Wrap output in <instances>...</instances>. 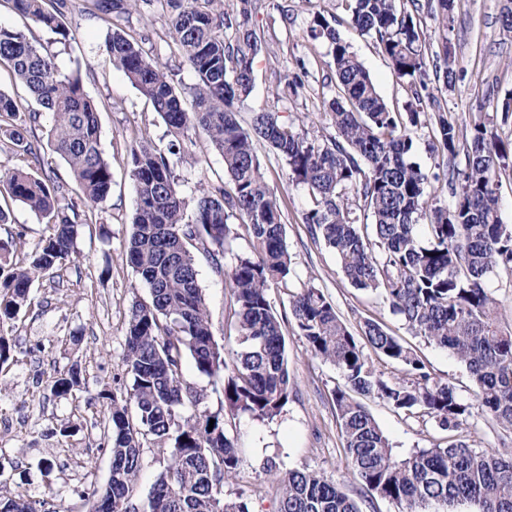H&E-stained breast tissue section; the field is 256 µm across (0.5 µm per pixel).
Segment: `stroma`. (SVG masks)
<instances>
[{"label":"stroma","mask_w":512,"mask_h":512,"mask_svg":"<svg viewBox=\"0 0 512 512\" xmlns=\"http://www.w3.org/2000/svg\"><path fill=\"white\" fill-rule=\"evenodd\" d=\"M95 0H63L60 36L24 17L0 0V26L31 31L55 58L62 72L80 69L85 92L99 105L101 144L112 163V190L100 203L93 220L82 222L72 257L55 277L36 281L31 304L13 319L0 322V336L12 345L10 358L0 363V493L22 494L32 503L53 505L55 512H89L84 494L105 487L111 458L105 449L108 428L107 403L99 399L106 390L126 396L131 380L122 363L125 333L134 301L149 300L150 291L131 266L126 239L135 210V188L126 158L135 142L146 139L157 147L169 141L167 128L151 102L115 69L105 52L107 25ZM505 0H455L450 29L438 28L428 0H397L399 9L418 7L425 56L447 49L458 73L453 86L440 87L434 66L424 76L448 118L459 125L484 123L489 137L512 139V114H505L503 94L512 89V31L504 30L500 13ZM252 28L268 44V54L254 66V88L240 104L239 118L249 123L260 109L279 113L284 120L302 119L312 135H332L324 103L335 94L326 48L312 42L308 26L315 14L338 18V30L368 70L391 111L402 112L411 97L406 81L396 78L388 58L375 40L345 23L340 0H252ZM170 13L164 0L142 5L123 23L124 30L145 50L166 65L174 85L189 90L196 76L176 46L167 38ZM305 60L303 86L291 92L288 75L298 72L297 60ZM0 89L16 99L19 120L28 124L29 140L41 141L40 174L64 185L69 197H77L66 162L46 147L49 114L37 124L27 121L36 103L16 81L7 66H0ZM264 177L281 205L282 221L292 254L288 288H271V304L281 322L286 341L293 394L283 415L260 422L246 417L226 419L225 428L235 435L240 466L234 480L225 483V497L250 496L255 512H274L275 477L266 470L273 459L279 471L314 469L341 479L345 471L343 439L332 392L342 386L340 372L332 364L313 358L295 327L289 305L291 289L305 285L320 288L353 334H360L365 319L382 320L391 332L425 361L428 370L450 381L462 399L471 396L472 380L461 363L446 350L412 336L391 314L381 296L354 288L341 272L334 252L322 240L312 238L303 217L311 207L306 187L292 184L288 171L265 142H257ZM195 166L177 165L179 189L192 197L202 183L224 180L221 157L197 142ZM10 223L0 224V239L11 241L10 264L26 263L32 249L46 234V226L21 203L0 199ZM199 280L206 294L213 333L234 359L237 343L233 302L223 274L206 257L198 259ZM77 368L80 384L68 394L52 389L55 371ZM365 405L397 451L428 448L444 438L433 421L394 409L379 398Z\"/></svg>","instance_id":"1"}]
</instances>
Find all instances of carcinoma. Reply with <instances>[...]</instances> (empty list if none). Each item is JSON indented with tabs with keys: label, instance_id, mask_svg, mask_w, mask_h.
<instances>
[{
	"label": "carcinoma",
	"instance_id": "1",
	"mask_svg": "<svg viewBox=\"0 0 512 512\" xmlns=\"http://www.w3.org/2000/svg\"><path fill=\"white\" fill-rule=\"evenodd\" d=\"M10 2L17 13L66 36L56 0ZM138 2L112 0L105 50L152 102L170 140L164 149L140 143L126 161L136 193L127 252L150 299L134 304L126 332L129 397L104 395L112 402L107 441L112 479L88 500L106 498L112 500L111 512H136L140 437L149 434L166 465L146 497L145 512H252L248 497L222 494L240 465L237 437L226 433L224 417L272 421L293 394L281 323L268 295L274 285L287 287L292 259L281 208L255 148L263 140L287 164L289 180L308 188L313 207L304 223L313 238L335 251L351 283L380 295L412 335L448 351L471 376V398L463 400L451 383L432 377L385 324L365 321L358 339L321 289L305 286L289 293L308 351L334 365L345 381L333 399L347 472L359 479L368 500L392 501L399 512H427L432 504L454 512L463 501L474 503L477 512H512V447L486 450L471 443L478 416L512 439V332L499 327L496 299L486 284L492 273L512 276V227L502 223L497 184L499 171L512 161V142L488 138L481 123L468 128L448 120L424 83L406 114L391 111L350 44L321 14L311 20L308 36L331 56L335 95L326 110L335 134L311 136L265 110L253 113L250 126L243 127L236 105L250 95L254 63L266 46L250 25L249 0H240L242 7L231 12L219 9L218 0H167L170 37L197 78L189 112L164 64L120 26L122 15ZM343 2L351 27L375 39L396 78L415 84L426 69L416 15L398 10L396 0ZM435 57L444 63L443 84L451 86L456 71L448 46ZM2 63L38 105L29 119L51 114L49 140L80 192L78 199L68 198L63 186L38 174L33 164L40 146L26 139V129L9 123L19 107L0 91V120L6 122L0 136L26 160L0 169V196L21 202L48 229L28 266H0V318L12 319L27 304L34 282L56 273L74 252L79 208L90 212L107 199L112 165L101 147L98 105L85 93L80 72L61 74L54 56L25 32L0 27ZM407 123L435 126V148L448 157V170L429 174L413 160ZM191 131L222 157L231 189L202 185L190 199L178 191L174 164L195 162L188 147ZM462 145L467 163L460 169L456 157ZM431 178L444 182L453 205L426 196ZM355 202L371 216L372 232L358 224ZM231 213L248 227L249 251L236 255L226 270ZM195 249L225 273L234 299L240 351L231 364L212 331ZM367 347L399 366L404 377L396 382L379 377ZM187 357L199 374L220 380V410L210 411L203 405L206 394L185 382ZM77 383V371L70 369L59 373L54 389L65 393ZM359 395L428 417L448 432L446 445L396 454ZM276 500V512H361L340 484L308 469L280 474ZM0 508L37 512L20 497L4 498Z\"/></svg>",
	"mask_w": 512,
	"mask_h": 512
}]
</instances>
